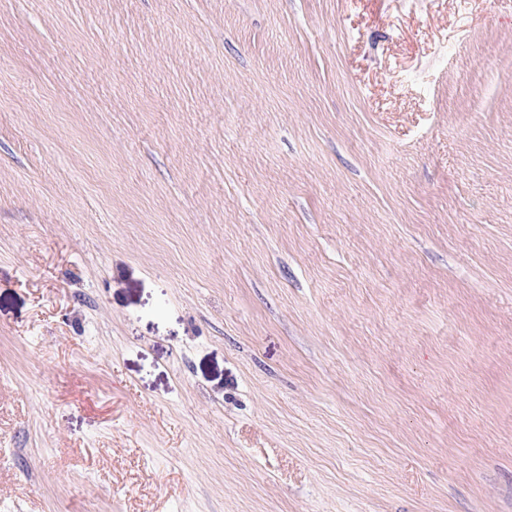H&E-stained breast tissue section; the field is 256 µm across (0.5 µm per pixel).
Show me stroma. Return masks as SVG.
Segmentation results:
<instances>
[{
	"instance_id": "1",
	"label": "stroma",
	"mask_w": 512,
	"mask_h": 512,
	"mask_svg": "<svg viewBox=\"0 0 512 512\" xmlns=\"http://www.w3.org/2000/svg\"><path fill=\"white\" fill-rule=\"evenodd\" d=\"M0 512H512V0H0Z\"/></svg>"
}]
</instances>
